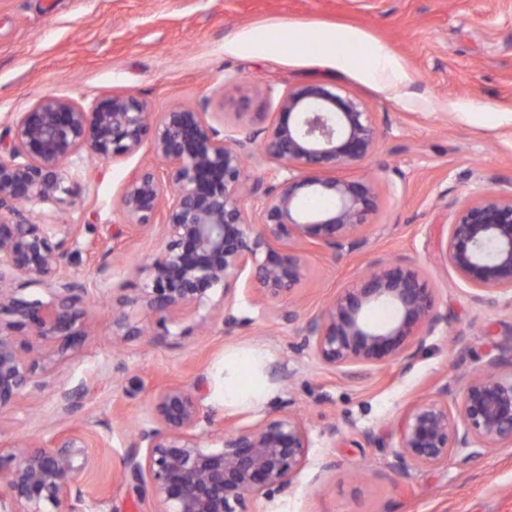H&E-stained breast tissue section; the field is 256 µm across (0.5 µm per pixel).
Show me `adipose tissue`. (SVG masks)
I'll use <instances>...</instances> for the list:
<instances>
[{"instance_id": "ef3b65f1", "label": "adipose tissue", "mask_w": 512, "mask_h": 512, "mask_svg": "<svg viewBox=\"0 0 512 512\" xmlns=\"http://www.w3.org/2000/svg\"><path fill=\"white\" fill-rule=\"evenodd\" d=\"M268 358L258 348L233 351L224 357L223 402L225 409H259L273 390L262 377Z\"/></svg>"}]
</instances>
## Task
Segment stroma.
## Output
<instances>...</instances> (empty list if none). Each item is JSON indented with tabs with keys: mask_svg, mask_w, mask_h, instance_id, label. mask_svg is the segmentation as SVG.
Masks as SVG:
<instances>
[{
	"mask_svg": "<svg viewBox=\"0 0 512 512\" xmlns=\"http://www.w3.org/2000/svg\"><path fill=\"white\" fill-rule=\"evenodd\" d=\"M279 30L304 48H280ZM327 33L353 39L321 48ZM366 44L384 46L403 77L369 81L357 64ZM321 82L363 101L379 124L374 155L355 174L376 178L380 205L358 249H309L308 273L292 300L273 311L236 290L238 323L226 328L213 304L182 318L166 336L131 340L112 330V288L162 244L161 232L118 233L119 199L129 173L161 169L150 145L110 162L82 158L65 171L79 191L64 211L35 210L37 222L78 224L71 276L92 330L87 342L0 411V441L72 431L85 438L79 477L86 512H155L149 486L127 476L131 430L152 396L171 384L202 382L213 412L211 446L225 431L296 413L311 446L287 492L247 501L248 512H512V447L461 466L394 468L396 427L419 396L462 368H474L512 333V297L478 303L444 260L447 219L464 195L512 186V125H474L480 106L512 114V0H0V136L40 99L87 106L133 94L152 111L174 106L223 113L240 136L262 138L286 89ZM108 262L110 285L95 270ZM421 263L447 327L430 336L411 368L394 361L350 379L314 359L299 333L371 266ZM293 320H285V312ZM264 348L276 396L264 410H226L218 388L225 353ZM471 353L459 365V352ZM80 392L63 414L60 394Z\"/></svg>",
	"mask_w": 512,
	"mask_h": 512,
	"instance_id": "35a3bbf8",
	"label": "stroma"
}]
</instances>
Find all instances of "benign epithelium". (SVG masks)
I'll return each instance as SVG.
<instances>
[{
  "instance_id": "obj_1",
  "label": "benign epithelium",
  "mask_w": 512,
  "mask_h": 512,
  "mask_svg": "<svg viewBox=\"0 0 512 512\" xmlns=\"http://www.w3.org/2000/svg\"><path fill=\"white\" fill-rule=\"evenodd\" d=\"M0 140V411L18 403L39 382L52 357L79 348L90 336L79 293L87 288L68 268L67 239L75 224H41L36 207L59 209L76 195L64 162L86 154L114 161L150 141L166 162L165 174L133 171L120 207L129 229L161 227L163 244L139 269L132 294L113 308L116 335L142 336L153 316L155 334L195 313L222 289V321L237 324L232 305L240 281L257 304L290 295L306 277V250L351 247L366 239L367 217L376 210L375 178H341L359 167L379 136L375 113L343 89L310 83L283 92L262 144L276 165L277 184L257 179L245 205L244 163L253 138H240L224 113L173 108L155 116L129 94L96 100L90 107L48 97L22 113ZM326 195L334 207L309 213L302 196ZM446 263L483 303L512 294V189L465 197L448 223ZM38 284L48 299L26 298ZM387 304L391 322L370 324L366 308ZM443 322L425 270L388 263L331 301L301 329L304 344L324 365L356 378L373 367L400 361L411 366L426 338ZM212 423L198 389L170 385L158 391L131 439L124 465L147 484L158 512H247L251 497H268L291 485L307 460L310 439L297 414L270 418L204 444L201 425ZM397 465L465 464L498 448L512 447V339L462 377L415 403L398 427ZM83 437L72 432L51 443L25 437L0 444V512H80L77 487L87 460Z\"/></svg>"
}]
</instances>
